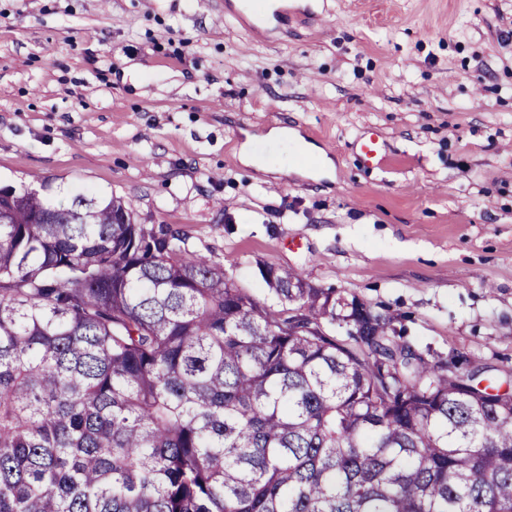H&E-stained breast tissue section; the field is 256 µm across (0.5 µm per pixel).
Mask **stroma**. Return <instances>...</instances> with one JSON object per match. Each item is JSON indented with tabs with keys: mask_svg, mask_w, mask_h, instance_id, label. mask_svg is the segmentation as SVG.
<instances>
[{
	"mask_svg": "<svg viewBox=\"0 0 512 512\" xmlns=\"http://www.w3.org/2000/svg\"><path fill=\"white\" fill-rule=\"evenodd\" d=\"M0 0V188L122 198L269 305L259 267L512 372V0ZM293 130L315 153L268 138ZM378 135L374 162L358 152ZM245 4H260V6L252 8L250 14L253 16L254 20L259 25H269L274 22L279 24H283L287 21V17L285 11L280 8H273L272 4L274 3L271 0H263L260 2L245 0Z\"/></svg>",
	"mask_w": 512,
	"mask_h": 512,
	"instance_id": "stroma-1",
	"label": "stroma"
}]
</instances>
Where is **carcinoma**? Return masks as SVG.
I'll return each mask as SVG.
<instances>
[{"mask_svg": "<svg viewBox=\"0 0 512 512\" xmlns=\"http://www.w3.org/2000/svg\"><path fill=\"white\" fill-rule=\"evenodd\" d=\"M266 285L117 197L0 195V512H512V384Z\"/></svg>", "mask_w": 512, "mask_h": 512, "instance_id": "obj_1", "label": "carcinoma"}]
</instances>
